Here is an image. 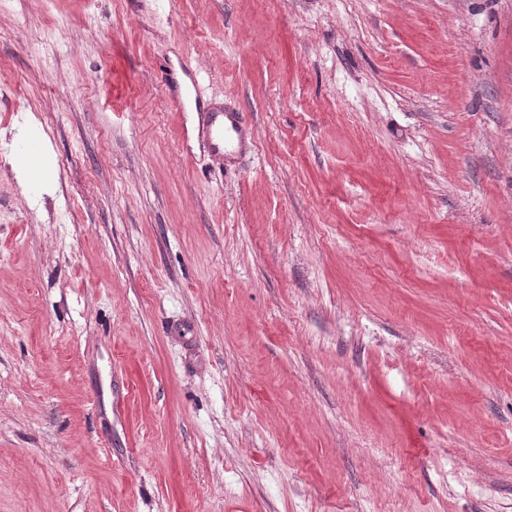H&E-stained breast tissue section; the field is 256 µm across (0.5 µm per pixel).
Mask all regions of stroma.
Instances as JSON below:
<instances>
[{"mask_svg":"<svg viewBox=\"0 0 512 512\" xmlns=\"http://www.w3.org/2000/svg\"><path fill=\"white\" fill-rule=\"evenodd\" d=\"M0 130V512H512V0H0ZM204 119L201 135L215 159L224 160V134L242 142L247 136V130L240 112L225 108L224 104L204 107Z\"/></svg>","mask_w":512,"mask_h":512,"instance_id":"obj_1","label":"stroma"}]
</instances>
